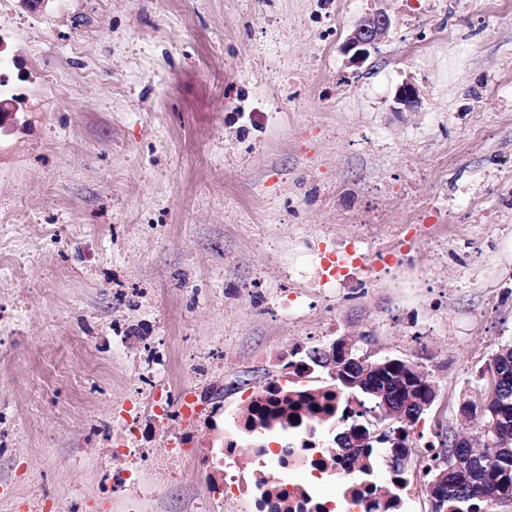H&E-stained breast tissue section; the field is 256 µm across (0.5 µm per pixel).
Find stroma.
<instances>
[{
    "mask_svg": "<svg viewBox=\"0 0 512 512\" xmlns=\"http://www.w3.org/2000/svg\"><path fill=\"white\" fill-rule=\"evenodd\" d=\"M9 4L0 512H249L197 459L329 319L436 387L408 480L425 442L478 429L459 406L512 340V0ZM375 13L391 27L350 64ZM372 231L386 263L330 295L297 280L306 249ZM186 394L193 417L113 447L120 416ZM133 447L135 483L107 488ZM390 25V19L385 14L376 13L363 18L345 39L342 52L351 54V63H364L385 37Z\"/></svg>",
    "mask_w": 512,
    "mask_h": 512,
    "instance_id": "stroma-1",
    "label": "stroma"
}]
</instances>
